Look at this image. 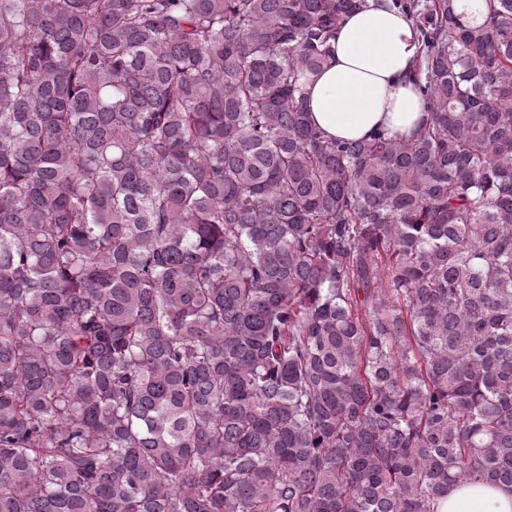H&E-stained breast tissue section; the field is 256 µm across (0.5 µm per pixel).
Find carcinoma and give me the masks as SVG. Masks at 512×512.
<instances>
[{"instance_id": "obj_1", "label": "carcinoma", "mask_w": 512, "mask_h": 512, "mask_svg": "<svg viewBox=\"0 0 512 512\" xmlns=\"http://www.w3.org/2000/svg\"><path fill=\"white\" fill-rule=\"evenodd\" d=\"M362 4L0 0V512L512 488V0H392L431 119L336 140Z\"/></svg>"}]
</instances>
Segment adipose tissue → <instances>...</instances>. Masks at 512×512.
<instances>
[{
  "instance_id": "adipose-tissue-1",
  "label": "adipose tissue",
  "mask_w": 512,
  "mask_h": 512,
  "mask_svg": "<svg viewBox=\"0 0 512 512\" xmlns=\"http://www.w3.org/2000/svg\"><path fill=\"white\" fill-rule=\"evenodd\" d=\"M333 55L306 87L314 123L328 136L354 140L377 132L411 136L430 119L405 78L417 51L411 24L390 0H366L336 30ZM441 512H512V490L460 484L448 491Z\"/></svg>"
}]
</instances>
